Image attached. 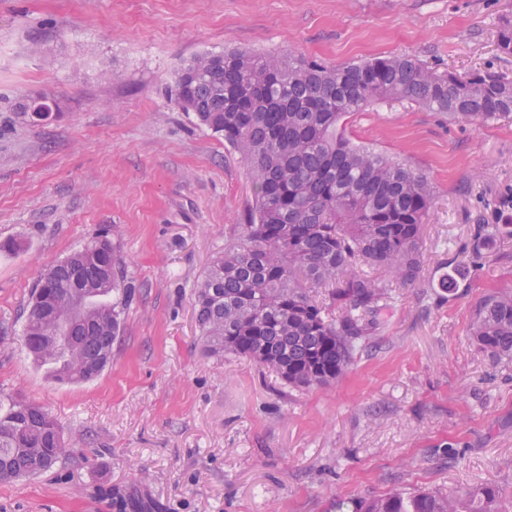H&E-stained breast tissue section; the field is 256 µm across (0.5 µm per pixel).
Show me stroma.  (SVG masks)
<instances>
[{
    "label": "stroma",
    "mask_w": 512,
    "mask_h": 512,
    "mask_svg": "<svg viewBox=\"0 0 512 512\" xmlns=\"http://www.w3.org/2000/svg\"><path fill=\"white\" fill-rule=\"evenodd\" d=\"M512 0H0V399L47 407L68 451L0 484V512H336L394 490L497 485L512 498V364L469 336L490 290L512 292V239L484 258L478 224H512V115L480 126L409 100L346 122L353 143L427 174L417 281L347 373L289 387L253 360L207 355L193 289L245 223L240 155L170 93L193 58L296 51L336 65L407 55L512 77L498 48ZM57 104L37 119L23 104ZM125 264L112 361L55 380L22 339L42 275L96 239ZM468 268L447 294L440 277Z\"/></svg>",
    "instance_id": "stroma-1"
}]
</instances>
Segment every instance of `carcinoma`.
<instances>
[{
	"label": "carcinoma",
	"instance_id": "carcinoma-1",
	"mask_svg": "<svg viewBox=\"0 0 512 512\" xmlns=\"http://www.w3.org/2000/svg\"><path fill=\"white\" fill-rule=\"evenodd\" d=\"M175 76L171 93L190 103L199 125L236 150L252 183L248 220L194 288L200 342L211 356H242L290 386L340 379L362 337L382 324L389 288L411 285L422 263L421 227L435 189L398 159L353 144L342 121L376 101L405 99L432 112L493 122L512 113V78L497 73L438 75L395 55L327 66L292 51L208 52ZM512 237V224H476L472 252ZM360 264L384 273L373 279ZM123 261L107 240L55 265L29 301L25 341L48 336V316L84 298L85 312L49 357L59 379L80 383L112 360L118 303L127 293ZM329 289L341 310L329 317L311 297ZM470 337L491 357L512 362V293L491 291L474 308ZM55 418L23 399L0 400V483L49 471L65 451ZM492 483L459 495L396 490L351 499L346 512H501Z\"/></svg>",
	"mask_w": 512,
	"mask_h": 512
}]
</instances>
